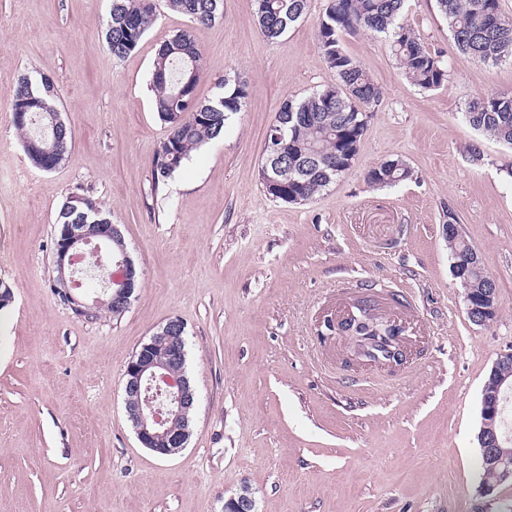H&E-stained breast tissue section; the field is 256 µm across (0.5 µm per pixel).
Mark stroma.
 <instances>
[{"label":"stroma","mask_w":512,"mask_h":512,"mask_svg":"<svg viewBox=\"0 0 512 512\" xmlns=\"http://www.w3.org/2000/svg\"><path fill=\"white\" fill-rule=\"evenodd\" d=\"M328 0L275 41L254 0L190 25L159 5L138 47L113 59L110 0H0V512H224L242 483L258 512H499L512 483L482 495L481 393L512 350V147L463 114L512 93V58L483 65L455 46L437 0H407L404 21L446 82L422 89L389 46L344 35L381 90L352 168L305 205L266 192V135L286 101L334 81L317 41ZM191 29L204 53L197 93L224 80L249 92L223 139L192 152L163 193L154 153L168 129L153 109L159 46ZM53 78L73 135L69 160L31 166L9 111L19 75ZM399 159L395 185L366 173ZM72 192L121 224L141 286L127 312L94 321L52 290L55 220ZM455 223L498 283L484 325L466 313L444 226ZM364 301L404 330L399 366L348 362L323 321ZM186 327L199 393L178 454L144 448L127 418L123 373L168 318ZM411 177V170L399 159L387 160L369 170L366 179L376 186H393Z\"/></svg>","instance_id":"35a3bbf8"}]
</instances>
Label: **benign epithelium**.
Instances as JSON below:
<instances>
[{
  "label": "benign epithelium",
  "mask_w": 512,
  "mask_h": 512,
  "mask_svg": "<svg viewBox=\"0 0 512 512\" xmlns=\"http://www.w3.org/2000/svg\"><path fill=\"white\" fill-rule=\"evenodd\" d=\"M118 231L115 224L63 225V235L54 252V263L60 271L62 288L68 297V305L83 314L92 309L100 298L88 302L74 292L75 283L65 273H73L76 261L85 248L94 244L101 247L114 238ZM119 275L105 282L104 294L116 307H130L133 284L137 270L129 254L117 263ZM474 290L465 291L467 312L476 325L485 324L482 313L487 308L476 304ZM186 351L178 343L168 349L164 359H157L145 349L136 352L126 365L124 379V404L128 418L132 421L139 442L159 457H170L183 450L191 435L187 418L189 410L196 408L198 396L193 382L186 374ZM512 363V350L503 353L491 368V375L497 378L493 390L482 392L481 428L477 439L482 459L496 471L493 486L512 482V452L502 448L501 402L512 382L500 373V366ZM224 512H257L253 489L246 483L229 498L224 500Z\"/></svg>",
  "instance_id": "1"
}]
</instances>
